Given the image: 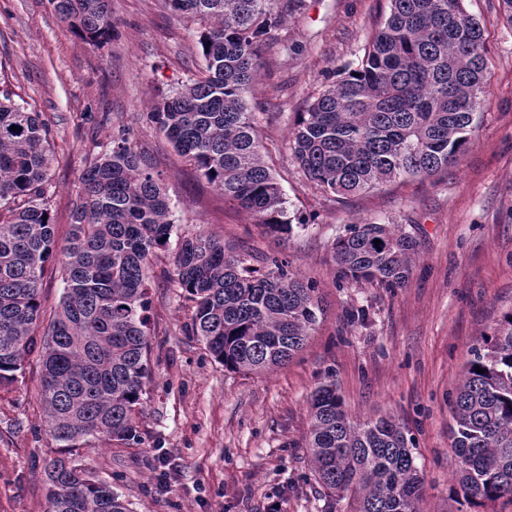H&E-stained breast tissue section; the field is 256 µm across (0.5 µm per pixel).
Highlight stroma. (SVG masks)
Wrapping results in <instances>:
<instances>
[{
    "mask_svg": "<svg viewBox=\"0 0 512 512\" xmlns=\"http://www.w3.org/2000/svg\"><path fill=\"white\" fill-rule=\"evenodd\" d=\"M487 49V106L471 146L423 180L396 181L344 200L295 162L290 132L336 69L357 65L387 0H273L278 26L260 49L245 99L263 156L280 184L292 231L266 233L188 166L150 113L160 92L202 67L201 27L164 0H110L112 39L96 48L48 0H0V84L51 126V208L65 246L81 178L113 135L128 133L168 193L172 239L197 231L245 257L277 255L315 284L322 311L288 365L259 374L224 369L185 335L191 309L170 283L173 250L147 263L151 371L144 442L84 449L130 512H351L315 481L306 436L309 400L331 383L355 423L388 414L410 432L422 477L421 512H512L454 489L451 402L464 365L512 310V26L499 0H464ZM396 224L419 242L406 286L338 284L336 238L351 224ZM30 357L0 392V512H45L42 465L55 451Z\"/></svg>",
    "mask_w": 512,
    "mask_h": 512,
    "instance_id": "35a3bbf8",
    "label": "stroma"
}]
</instances>
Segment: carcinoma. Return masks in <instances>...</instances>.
Here are the masks:
<instances>
[{
  "mask_svg": "<svg viewBox=\"0 0 512 512\" xmlns=\"http://www.w3.org/2000/svg\"><path fill=\"white\" fill-rule=\"evenodd\" d=\"M165 2L204 25V66L199 78L161 96L151 120L225 199L269 231L290 233L244 98L261 42L277 26L272 0ZM49 3L90 44L112 37L108 0ZM388 7L360 64L325 86L291 132L295 161L339 200L448 166L487 106L482 28L463 0H388ZM50 135L40 113L0 90V391L38 356L46 432L63 449L44 465L46 512H130L112 484L74 455L96 440L143 444L151 310L145 264L168 245L170 199L128 136L113 137L82 176L63 250L64 294L43 323V282L58 259ZM418 250L397 225L352 224L333 245L337 282L400 288ZM173 282L192 308L185 334L237 372L288 363L320 309L317 288L288 271L287 261L265 256L254 266L201 230L181 241ZM310 409L307 447L328 494L351 500L354 512H420L414 442L400 423L388 415L352 422L331 385L315 391ZM450 437L463 495L512 499V312L466 364Z\"/></svg>",
  "mask_w": 512,
  "mask_h": 512,
  "instance_id": "cac0c4a2",
  "label": "carcinoma"
}]
</instances>
